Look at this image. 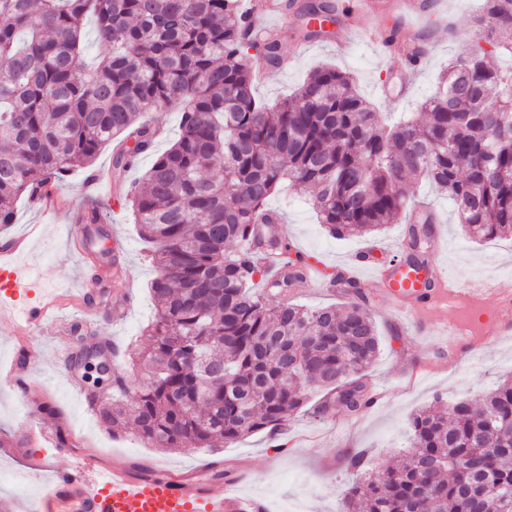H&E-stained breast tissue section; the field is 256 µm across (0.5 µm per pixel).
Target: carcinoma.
Masks as SVG:
<instances>
[{
    "label": "carcinoma",
    "mask_w": 512,
    "mask_h": 512,
    "mask_svg": "<svg viewBox=\"0 0 512 512\" xmlns=\"http://www.w3.org/2000/svg\"><path fill=\"white\" fill-rule=\"evenodd\" d=\"M350 6L299 10L303 39ZM109 47L83 63L84 24ZM473 37L434 93L389 124L331 66L272 107L256 101L252 60L279 62V41L245 23L238 0H0V228L43 180L93 166L123 137L125 170L155 142L144 114L181 106L180 132L122 200L154 243L149 344L112 367L111 401L89 399L99 423L129 422L153 448H222L286 423L317 390L349 414L373 403L367 370L380 344L360 284L340 307L279 301L256 263V227L276 221L268 200L312 192L336 238L377 232L407 208L420 178L448 194L473 240L512 239V0H485ZM405 464L348 458L359 479L343 512H512V380L445 412L410 419ZM492 449H487V441Z\"/></svg>",
    "instance_id": "carcinoma-1"
}]
</instances>
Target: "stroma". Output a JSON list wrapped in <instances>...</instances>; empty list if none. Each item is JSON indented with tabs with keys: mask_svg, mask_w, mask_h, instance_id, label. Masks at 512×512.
<instances>
[{
	"mask_svg": "<svg viewBox=\"0 0 512 512\" xmlns=\"http://www.w3.org/2000/svg\"><path fill=\"white\" fill-rule=\"evenodd\" d=\"M293 2L285 12L273 11L260 17L263 28L279 34L280 53L287 63L269 70L266 79L258 83L257 99L275 104L292 95L312 69L329 64L348 73L355 89L378 111L412 112L435 91L449 58L469 39L463 33L458 40H449L446 31L430 28L429 20L450 16L468 22L481 13L484 0H411L410 9L375 13L376 26L386 27L397 19L414 25L430 47L418 79L407 90L401 85L408 67L406 59L385 54L362 37L363 14L353 13L345 25L336 28L332 39L296 50L295 7L302 0ZM341 38L350 40L349 50L339 49L337 41ZM147 117L162 126L163 135L153 152L142 155L135 168L128 172L114 170L113 149L105 147L94 167L108 171L110 180L99 186L95 196H87L84 191L86 171H72L57 183L67 200L64 211L18 204L15 224L7 233H0V244L10 236L26 232L32 235L28 251L16 258L30 276L26 303H37L51 293L66 300V315H87L95 323L90 332L63 327L52 319L22 335L0 331V437L12 438L15 445L13 454L0 456V502L9 503L11 512H34L39 505L46 474L29 466L33 455L60 465L78 464L88 456L102 466L125 464L135 474L144 469H169L199 475L219 464L227 481L235 483L241 495L264 499L269 512H341L343 495L354 481L345 463L347 456L364 450L380 463L399 464L409 451V420L414 413L438 399L446 403L478 399L500 379L512 377V325L499 322L493 298L481 301L480 320L489 341L479 346L443 336L437 318L426 317L420 325L405 321L390 303L379 300L372 303L371 314L380 335L381 353L367 376L377 403L356 415L339 411L319 415L310 409L298 414L288 425L293 447L277 451L273 440L256 433L221 448L169 451L147 447L133 428L115 434L103 428L88 400L68 384V371L55 349L62 343L79 349L81 339L90 335L100 345L115 342L135 351L145 342L143 330L155 316L149 288L154 270L147 259L152 246L139 236L131 214L116 195L141 179L155 155L174 142L180 108L171 104L148 112ZM308 196V191L300 188L269 200L270 207L284 215L289 258L321 264L323 270L315 282L287 289L284 298L308 308L335 305L343 296L328 280V273L357 248L395 244L402 238L404 226L388 225L366 239L338 240L319 224ZM94 204L102 214V227L118 235L112 247L126 270L124 280L113 278L111 257L100 254L97 240L88 241L82 253L70 247L67 228L73 213L89 210ZM436 204L442 216L437 229L448 243L434 245L427 255L429 261L443 265L450 277L462 282H474L481 274L512 275V240L472 241L459 225L452 202L440 197ZM86 275L99 282L98 300L88 312L83 309L86 303L81 296ZM124 289L131 292V307L125 319L117 322L107 314L103 302ZM46 401L61 407L63 425L70 434L69 447L60 449L51 441L30 447L24 444L27 431L54 430V421L38 411L39 404Z\"/></svg>",
	"mask_w": 512,
	"mask_h": 512,
	"instance_id": "obj_1",
	"label": "stroma"
}]
</instances>
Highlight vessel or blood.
<instances>
[{
    "instance_id": "obj_1",
    "label": "vessel or blood",
    "mask_w": 512,
    "mask_h": 512,
    "mask_svg": "<svg viewBox=\"0 0 512 512\" xmlns=\"http://www.w3.org/2000/svg\"><path fill=\"white\" fill-rule=\"evenodd\" d=\"M27 237H19L0 250V324L22 320L36 325L53 318L54 302L42 301L22 309L17 300L26 291L27 281L11 256L24 252ZM368 250L356 253L342 266L345 276L364 270L371 280L407 321L418 320L421 313L446 300L448 295L467 293V286L452 281L447 271L431 268L421 274L418 265L401 260L378 264L368 258ZM53 476L43 490L39 512H268L266 504L216 487L204 478L177 471L144 477L115 465L91 464L53 466Z\"/></svg>"
}]
</instances>
